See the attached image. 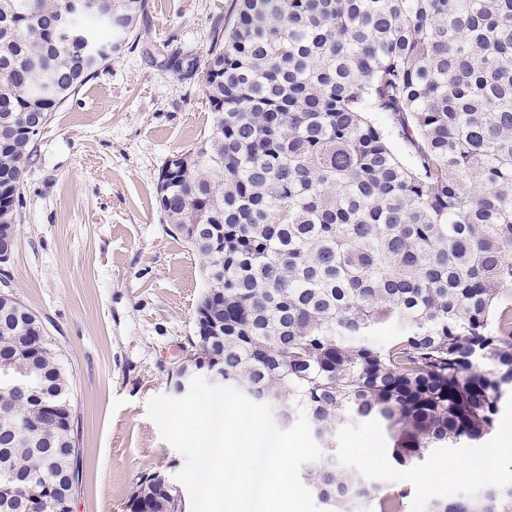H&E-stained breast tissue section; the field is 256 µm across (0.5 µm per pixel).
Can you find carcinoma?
<instances>
[{"label":"carcinoma","instance_id":"cac0c4a2","mask_svg":"<svg viewBox=\"0 0 512 512\" xmlns=\"http://www.w3.org/2000/svg\"><path fill=\"white\" fill-rule=\"evenodd\" d=\"M0 0V206L17 214L34 142L100 65L138 38L148 0ZM212 131L157 190L206 259L199 308L220 336L189 366L304 412L322 450L304 465L326 512H405L336 456L338 433L385 426L413 468L492 432L512 396V0H234L210 32ZM383 112L382 127L370 119ZM393 138L407 147L402 158ZM399 331L386 345L380 327ZM36 380L0 391V512H62L79 485L72 381L41 318L0 298V366ZM58 409L41 412V401ZM129 512H185L155 471ZM425 512H512L489 485Z\"/></svg>","mask_w":512,"mask_h":512}]
</instances>
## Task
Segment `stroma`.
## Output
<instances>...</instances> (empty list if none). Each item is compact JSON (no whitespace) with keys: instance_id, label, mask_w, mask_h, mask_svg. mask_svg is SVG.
I'll return each mask as SVG.
<instances>
[{"instance_id":"stroma-1","label":"stroma","mask_w":512,"mask_h":512,"mask_svg":"<svg viewBox=\"0 0 512 512\" xmlns=\"http://www.w3.org/2000/svg\"><path fill=\"white\" fill-rule=\"evenodd\" d=\"M232 0H148L140 40L113 55L39 135L23 177V206L7 266L13 294L44 321L73 376L82 486L72 512H127L142 474L175 477L184 457L147 415L170 395V372L194 334L206 288L205 260L171 232L159 211L157 178L172 154L207 137L212 115L197 72L209 33ZM195 71L168 67L171 53ZM477 446L442 449L417 472L406 512L483 486L477 471L437 474L438 459L473 458ZM337 455L377 485H400L390 440L355 423Z\"/></svg>"}]
</instances>
